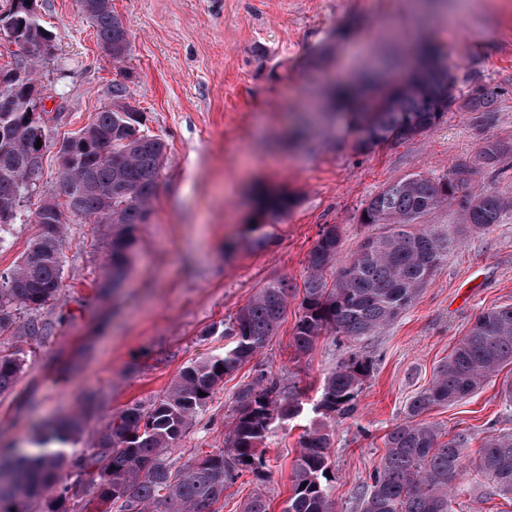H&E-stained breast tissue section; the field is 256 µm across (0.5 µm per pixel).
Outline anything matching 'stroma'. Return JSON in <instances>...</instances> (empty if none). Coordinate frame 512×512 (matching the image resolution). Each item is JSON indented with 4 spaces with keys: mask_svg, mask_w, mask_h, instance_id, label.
Instances as JSON below:
<instances>
[{
    "mask_svg": "<svg viewBox=\"0 0 512 512\" xmlns=\"http://www.w3.org/2000/svg\"><path fill=\"white\" fill-rule=\"evenodd\" d=\"M112 9L131 35L119 65L78 0H37L53 51L35 71L47 95V151L28 204L56 193L59 145L111 106L116 84L167 145L162 178L119 288L101 286L105 227L67 224L63 290L37 314L45 334L0 335V351L23 361L14 388L0 395L2 449L28 440L40 423L77 415L81 430L64 451H93L113 414L162 397L190 363L223 354L232 344L225 322L259 288L276 279L302 284L322 225H340L344 260L380 234L381 226L361 224L363 205L406 175L439 178L465 164L474 191L512 198V154L492 167L478 158L485 141L512 144V0H112ZM432 39L443 47L458 99L436 126L360 154L354 131L327 103L306 137L289 143L313 90L342 75L365 78L372 68L380 87L395 84L408 70L406 51ZM483 87L496 91L489 107L464 108ZM279 189L295 195V206L268 226L264 246L246 244L254 200ZM39 233L36 224L0 227V274ZM300 302L290 298L266 347L225 377L166 454L185 469L226 448L237 397L259 373L305 388L303 412L274 424L260 448L265 478L239 477L218 512H241L256 493L270 512H282L299 438L320 417L323 378L352 349L371 357L374 370L354 412L335 423L331 495L338 512H359L358 494L408 402L480 312L512 304V211L490 228L452 236L447 260L412 306L372 335L327 336L296 355ZM510 379L512 366L423 419L449 437L467 433L464 453L474 458L486 435L512 430V408L500 396Z\"/></svg>",
    "mask_w": 512,
    "mask_h": 512,
    "instance_id": "obj_1",
    "label": "stroma"
}]
</instances>
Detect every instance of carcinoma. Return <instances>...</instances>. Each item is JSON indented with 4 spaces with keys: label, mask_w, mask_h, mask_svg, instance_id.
Listing matches in <instances>:
<instances>
[{
    "label": "carcinoma",
    "mask_w": 512,
    "mask_h": 512,
    "mask_svg": "<svg viewBox=\"0 0 512 512\" xmlns=\"http://www.w3.org/2000/svg\"><path fill=\"white\" fill-rule=\"evenodd\" d=\"M24 0H7L0 18L10 21L15 38L36 42L51 38L37 13L21 9ZM100 41L113 62L127 57L130 33L113 12L90 15ZM427 65L418 80L358 101L345 116L364 137L355 148L364 153L409 139L436 125L441 108L455 104L454 77L440 61L441 47L424 50ZM39 57L30 64L0 69V225L25 219L40 234L13 270L0 278V334L12 325L15 312L37 313L56 301L63 288V224L65 215L108 227L106 278L117 287L127 272L137 230L149 222L163 169L165 145L143 127L141 115L113 103L93 122L62 145L66 176L58 184L61 204L44 200L26 212L24 202L42 169L47 147L43 113L31 99L29 82ZM41 147H36V143ZM512 146L486 141L479 160L492 165ZM443 203L456 205L460 230L487 229L500 223L512 206L496 193L474 192L466 168L446 177L414 173L388 185L364 204L360 222L386 224L388 230L366 238L353 258L339 259L341 231L322 226L308 255L300 316L293 347L297 355L312 352L324 336L356 340L388 325L406 310L448 257L450 233L418 220ZM295 205L292 193H267L257 201L246 237L262 245L265 228ZM334 271L332 279L326 272ZM294 286L285 279L266 283L224 326L233 339L222 356L203 358L186 367L165 395L149 405L134 403L100 432L98 448L76 457L64 472L66 457L49 445H66L76 424L60 422L44 428L25 445L10 448L11 460L0 462V512H31L39 498L66 504L92 495L117 506V512H216L224 489L245 473L262 479L265 467L258 448L273 424L302 410L299 389L285 391L279 379L261 375L239 394L236 421L228 446L209 453L183 470H172L164 455L204 410L224 377L250 361L266 345L286 314ZM512 365V304L481 312L467 334L436 370L430 385L408 403L407 420L388 433L386 452L360 499V512H454L468 468L493 486L496 495L512 500V433L485 437L477 460L466 463L464 434L443 440L438 430L417 417L429 409L462 400L505 367ZM23 362L0 353V394L11 390ZM221 371H216V368ZM372 360L352 353L324 377L318 409L329 419L350 414ZM204 395H198V392ZM333 429L311 426L300 438V453L291 476V493L282 512H337L326 472L330 470ZM252 461H247V458Z\"/></svg>",
    "instance_id": "1"
}]
</instances>
